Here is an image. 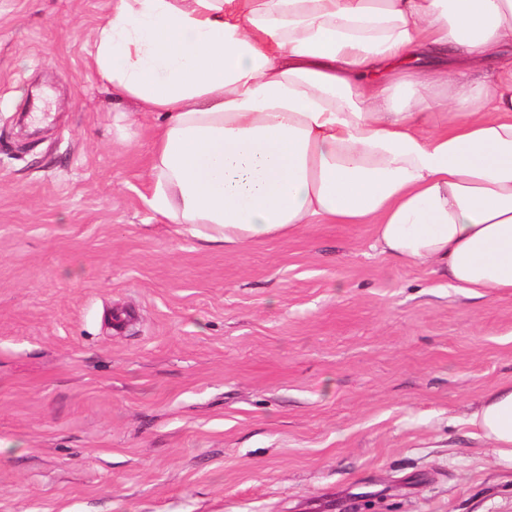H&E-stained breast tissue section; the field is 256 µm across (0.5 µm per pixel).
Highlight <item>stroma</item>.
Returning <instances> with one entry per match:
<instances>
[{"mask_svg": "<svg viewBox=\"0 0 512 512\" xmlns=\"http://www.w3.org/2000/svg\"><path fill=\"white\" fill-rule=\"evenodd\" d=\"M111 0H0V512H512L470 436L512 296L308 224L168 223L154 115L93 67Z\"/></svg>", "mask_w": 512, "mask_h": 512, "instance_id": "stroma-1", "label": "stroma"}]
</instances>
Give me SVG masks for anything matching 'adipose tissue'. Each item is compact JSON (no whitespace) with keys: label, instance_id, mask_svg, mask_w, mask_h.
<instances>
[{"label":"adipose tissue","instance_id":"obj_1","mask_svg":"<svg viewBox=\"0 0 512 512\" xmlns=\"http://www.w3.org/2000/svg\"><path fill=\"white\" fill-rule=\"evenodd\" d=\"M94 47L160 120L169 223L229 248L369 224L394 261L512 296V0H112ZM468 424L512 467V380Z\"/></svg>","mask_w":512,"mask_h":512}]
</instances>
